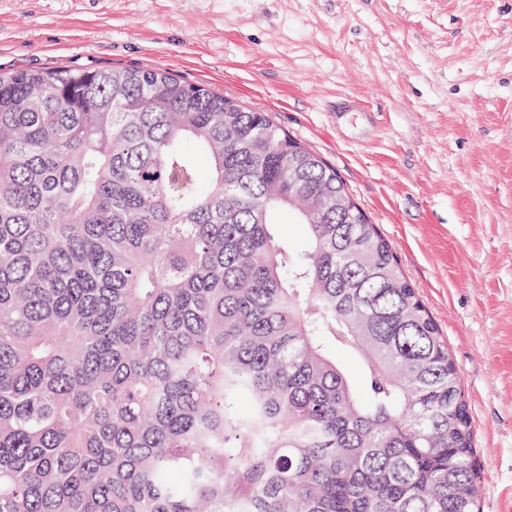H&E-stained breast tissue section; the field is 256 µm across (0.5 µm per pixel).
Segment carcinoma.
Returning <instances> with one entry per match:
<instances>
[{
    "mask_svg": "<svg viewBox=\"0 0 512 512\" xmlns=\"http://www.w3.org/2000/svg\"><path fill=\"white\" fill-rule=\"evenodd\" d=\"M474 456L391 244L268 113L0 74V512H479Z\"/></svg>",
    "mask_w": 512,
    "mask_h": 512,
    "instance_id": "carcinoma-1",
    "label": "carcinoma"
}]
</instances>
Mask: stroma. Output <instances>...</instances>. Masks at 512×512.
Masks as SVG:
<instances>
[{
  "instance_id": "35a3bbf8",
  "label": "stroma",
  "mask_w": 512,
  "mask_h": 512,
  "mask_svg": "<svg viewBox=\"0 0 512 512\" xmlns=\"http://www.w3.org/2000/svg\"><path fill=\"white\" fill-rule=\"evenodd\" d=\"M105 65L270 113L336 169L448 343L480 512H512V0H0V73Z\"/></svg>"
}]
</instances>
